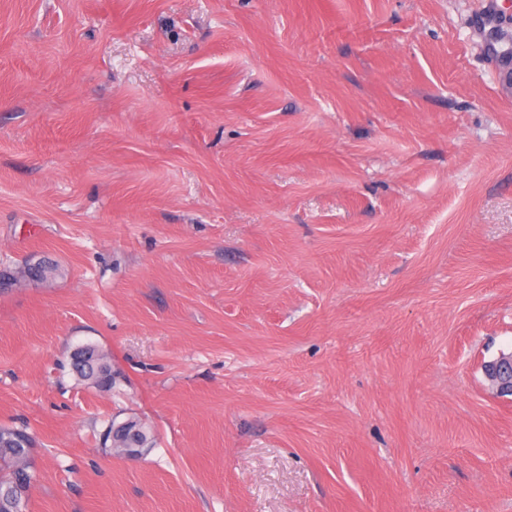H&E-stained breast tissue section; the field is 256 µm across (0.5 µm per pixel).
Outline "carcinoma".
<instances>
[{"label": "carcinoma", "mask_w": 512, "mask_h": 512, "mask_svg": "<svg viewBox=\"0 0 512 512\" xmlns=\"http://www.w3.org/2000/svg\"><path fill=\"white\" fill-rule=\"evenodd\" d=\"M56 268L45 267L36 271L27 269L11 273L0 272V281L16 282L27 276L41 280L55 274ZM69 367L75 378L101 391H110L113 386L112 361L105 353L95 352L91 363L78 359L74 352L69 357ZM101 445L104 448H131L145 454L151 446L149 430L136 422L117 426L106 423L100 432ZM35 439L24 429L0 426V512H28L30 496H21V490L31 489L36 481L33 467Z\"/></svg>", "instance_id": "carcinoma-1"}]
</instances>
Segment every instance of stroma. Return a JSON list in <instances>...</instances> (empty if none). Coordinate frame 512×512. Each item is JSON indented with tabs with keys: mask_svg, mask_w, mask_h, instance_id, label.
Instances as JSON below:
<instances>
[{
	"mask_svg": "<svg viewBox=\"0 0 512 512\" xmlns=\"http://www.w3.org/2000/svg\"><path fill=\"white\" fill-rule=\"evenodd\" d=\"M42 260L30 512H512V0H0V268ZM84 347H96V345L87 344L78 347L74 353L70 354L69 367L75 378L84 384L91 385L101 391H111L113 386L112 379V361L105 353H100L95 348V358L91 356V364L83 360H77L80 350ZM482 370L490 390L497 396H512V352H501L484 362ZM99 436L103 448H122L120 451L123 454V448H131L130 450H136L142 456L150 449L152 443L149 430L133 421L116 427L115 423L109 420Z\"/></svg>",
	"mask_w": 512,
	"mask_h": 512,
	"instance_id": "obj_1",
	"label": "stroma"
}]
</instances>
